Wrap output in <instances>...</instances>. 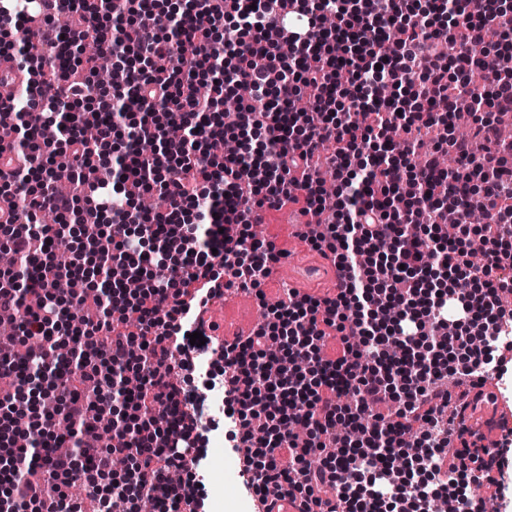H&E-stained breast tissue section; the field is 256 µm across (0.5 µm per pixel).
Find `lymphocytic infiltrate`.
<instances>
[{
  "label": "lymphocytic infiltrate",
  "instance_id": "1",
  "mask_svg": "<svg viewBox=\"0 0 512 512\" xmlns=\"http://www.w3.org/2000/svg\"><path fill=\"white\" fill-rule=\"evenodd\" d=\"M68 38L39 50V77L61 85L55 98L29 97L15 112L20 141L0 157L36 159L0 178L20 209L0 222V311L14 314L0 346V512H82L71 477L132 474L110 494L113 512H141L156 497L173 512L197 487L187 458L197 428L181 409L174 357L187 351L190 317L220 297L225 279L258 288L286 251L254 237L265 210L300 204L317 233L301 242L331 259L345 281L336 295L289 293L268 305L265 322L224 347L226 416L255 495L280 488L332 512H432L439 492L490 478L504 457L484 459L453 430L451 402L465 401L485 374L512 365L499 337L512 328V168L498 155L499 123L512 113V76L456 86L451 64L479 66L487 50L512 55L507 0H309L273 40V0H187L159 12L148 0L103 17L87 0H68ZM336 17L326 29L324 15ZM90 37L99 57L116 59L125 86L103 89L96 59L75 53ZM405 81L417 109L400 112L380 85ZM210 93H200V86ZM307 108L293 111L303 90ZM241 92L239 121L251 138L235 153H210L230 123L222 94ZM478 116L466 139L450 136L459 99ZM95 110L82 109L86 100ZM98 130L86 140L85 126ZM179 126L180 139L167 137ZM155 144L132 149L136 139ZM116 140L115 164L93 194L94 223L76 224L83 170ZM453 154L457 171L437 168ZM65 163L69 193L52 172ZM339 181L335 209L321 203L320 167ZM160 190L167 205L136 202ZM480 207L486 222L467 218ZM460 224L441 233L447 208ZM52 213L55 224L41 223ZM479 235L486 261L473 267L466 241ZM94 246L93 288L59 295L75 281L80 250ZM97 301L99 316L81 311ZM340 356H324L329 331ZM111 415L108 448L80 438ZM422 423L413 432V423ZM68 439L71 453L58 450ZM155 482L147 484L144 475Z\"/></svg>",
  "mask_w": 512,
  "mask_h": 512
}]
</instances>
